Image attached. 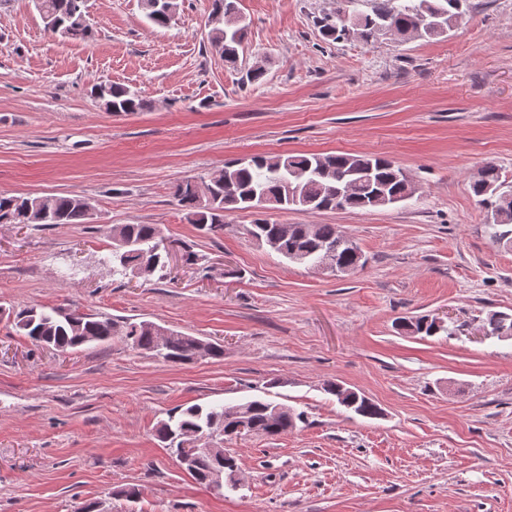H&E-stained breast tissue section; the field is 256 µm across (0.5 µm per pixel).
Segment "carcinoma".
Here are the masks:
<instances>
[{
	"mask_svg": "<svg viewBox=\"0 0 512 512\" xmlns=\"http://www.w3.org/2000/svg\"><path fill=\"white\" fill-rule=\"evenodd\" d=\"M86 0H38L41 18L52 24L51 31L70 40H84L91 30L85 15ZM370 10L352 12L351 26H339L337 16L328 14L317 21L321 35L339 40L356 31L368 40L388 28L400 36L415 34L417 22L424 21L428 29L420 38L439 36L450 29L462 14L466 0H369ZM146 18L153 25L167 27L176 13L177 0H142ZM212 29L210 46L224 60L237 64L243 37V19L237 0H211ZM91 96L101 102L107 112H140L145 101L138 93L112 83L93 87ZM347 173L352 181L348 194L336 198V174ZM471 189L487 212L488 224L495 228L496 243H512V192L504 186L497 165L485 163L472 181ZM414 191L412 181L403 169L384 156L349 154H277L256 155L232 159L224 163L222 173L205 183L183 180L175 186L174 198L197 229L213 234L224 230V212L229 210H258V218L246 226V233L258 244L289 261L317 269L325 261L336 262L354 272L359 257L343 242L344 234L334 224H280L263 215L266 208L288 210L302 207L308 211L334 209L378 208L404 201ZM89 218L80 195L17 196L0 193V224H87ZM112 271L136 275L148 270L149 275L164 278L167 258L166 237L156 224H115L112 226ZM15 328L32 343L65 354L92 343H106L120 337L132 350L153 352L156 335L145 321H119L101 314L77 313L70 320L59 307L29 305L8 312ZM487 335L497 337L512 330V314L492 311L483 320ZM396 328L412 335L432 337L449 327L438 326L429 316L396 322ZM199 338L172 330L167 348L160 357L166 362L186 363L193 360V349ZM338 403L365 418H376L381 409L371 399L349 390L339 383L327 388ZM277 404L261 398H247L231 406H202L194 404L170 415L169 421L156 429L158 439L173 448L186 435L210 436L214 433L232 437L239 435L237 422L229 411L248 424V433L276 436L304 421V414L286 408L275 412ZM214 469L234 478L238 464L224 465V451L202 453L196 457L187 473L198 484Z\"/></svg>",
	"mask_w": 512,
	"mask_h": 512,
	"instance_id": "cac0c4a2",
	"label": "carcinoma"
}]
</instances>
